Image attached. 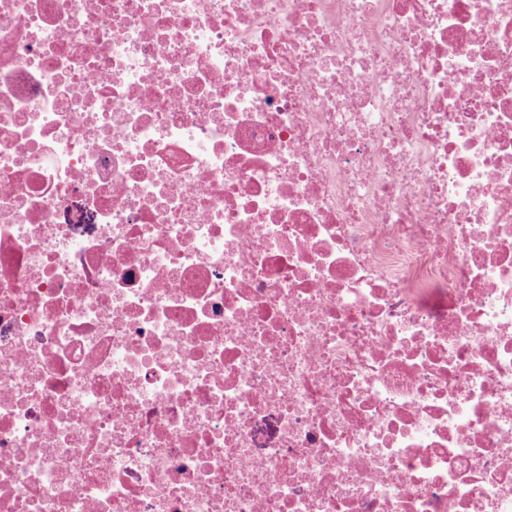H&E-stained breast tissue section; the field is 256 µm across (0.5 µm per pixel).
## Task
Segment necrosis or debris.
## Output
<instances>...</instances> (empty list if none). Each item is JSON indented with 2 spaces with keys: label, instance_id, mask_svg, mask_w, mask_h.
<instances>
[{
  "label": "necrosis or debris",
  "instance_id": "4bbe7bcc",
  "mask_svg": "<svg viewBox=\"0 0 512 512\" xmlns=\"http://www.w3.org/2000/svg\"><path fill=\"white\" fill-rule=\"evenodd\" d=\"M0 512H512V0H0Z\"/></svg>",
  "mask_w": 512,
  "mask_h": 512
}]
</instances>
